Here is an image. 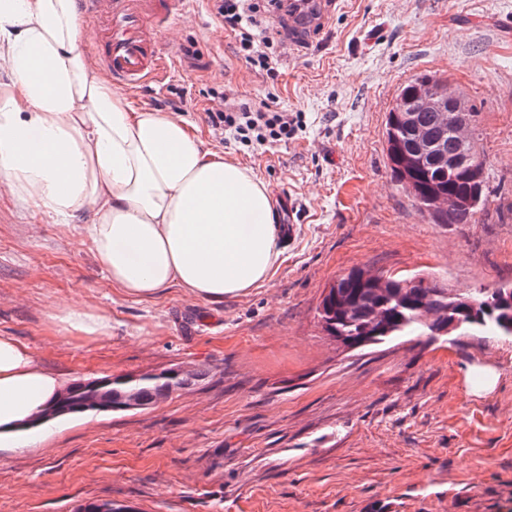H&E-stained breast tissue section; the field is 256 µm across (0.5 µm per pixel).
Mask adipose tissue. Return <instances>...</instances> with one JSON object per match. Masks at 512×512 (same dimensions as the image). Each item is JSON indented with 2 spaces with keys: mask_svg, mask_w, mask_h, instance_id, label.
Instances as JSON below:
<instances>
[{
  "mask_svg": "<svg viewBox=\"0 0 512 512\" xmlns=\"http://www.w3.org/2000/svg\"><path fill=\"white\" fill-rule=\"evenodd\" d=\"M76 0H0V183L24 208L87 217L113 286L202 300L267 282L284 228L266 184L206 146L184 119L134 104L87 57ZM52 321L85 336L108 316L69 307ZM59 374L0 336V449L44 440Z\"/></svg>",
  "mask_w": 512,
  "mask_h": 512,
  "instance_id": "obj_1",
  "label": "adipose tissue"
}]
</instances>
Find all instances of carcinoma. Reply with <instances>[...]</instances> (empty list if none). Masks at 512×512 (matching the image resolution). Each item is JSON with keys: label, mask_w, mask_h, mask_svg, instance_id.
<instances>
[{"label": "carcinoma", "mask_w": 512, "mask_h": 512, "mask_svg": "<svg viewBox=\"0 0 512 512\" xmlns=\"http://www.w3.org/2000/svg\"><path fill=\"white\" fill-rule=\"evenodd\" d=\"M436 81L438 78L430 74L417 75L400 89L399 96L415 107L417 128L442 141L448 154H455L465 137L479 161L445 174L428 161L410 167L407 158L414 154L416 138L390 111L386 121L388 165L394 182L413 199L422 215L426 214L428 197L437 189L462 201L451 211L429 216L431 223L471 224L487 199L486 161L477 146L476 126H471L465 136L447 131L440 125L439 114L418 101V89ZM404 282L405 279L382 271L352 269L336 280L321 301L323 328L332 336L367 345L393 336H434L449 328L454 332L478 329L496 336H512V285L452 295L437 282L424 278L415 280L408 288L403 286ZM181 387V379L165 374L116 378L107 399L112 401V410L125 411L126 396L133 390L139 391L146 404L151 405Z\"/></svg>", "instance_id": "1"}]
</instances>
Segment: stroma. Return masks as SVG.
<instances>
[{"label":"stroma","instance_id":"35a3bbf8","mask_svg":"<svg viewBox=\"0 0 512 512\" xmlns=\"http://www.w3.org/2000/svg\"><path fill=\"white\" fill-rule=\"evenodd\" d=\"M159 26L177 65L132 92L180 115L262 179L289 224L261 287L205 301L172 286L114 288L84 232L0 191V335L66 383L189 374L144 409L63 417L0 453V512H512V337L460 330L349 349L318 309L352 268L436 280L449 292L512 285V0H340L275 76L252 71L209 0ZM197 52L188 59L184 51ZM422 73L476 112L489 195L471 224H431L392 180L385 122ZM303 115L288 139L245 147L205 111L225 90ZM66 306L110 317L109 336L64 330Z\"/></svg>","mask_w":512,"mask_h":512}]
</instances>
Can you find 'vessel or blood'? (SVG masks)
Instances as JSON below:
<instances>
[{
    "label": "vessel or blood",
    "instance_id": "b4317fda",
    "mask_svg": "<svg viewBox=\"0 0 512 512\" xmlns=\"http://www.w3.org/2000/svg\"><path fill=\"white\" fill-rule=\"evenodd\" d=\"M187 0H79L102 34L93 49L113 82L132 90L159 80L166 66L156 38L158 23L186 15Z\"/></svg>",
    "mask_w": 512,
    "mask_h": 512
}]
</instances>
